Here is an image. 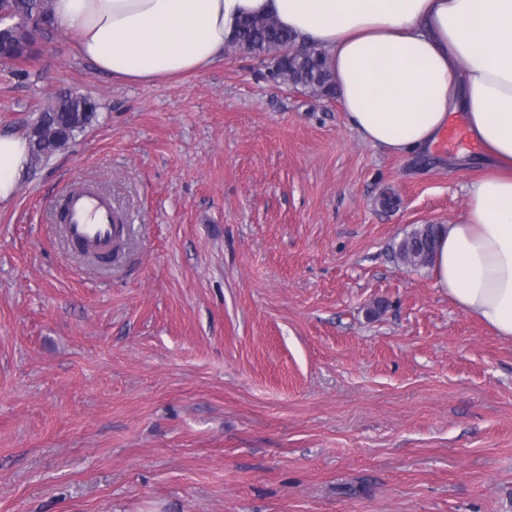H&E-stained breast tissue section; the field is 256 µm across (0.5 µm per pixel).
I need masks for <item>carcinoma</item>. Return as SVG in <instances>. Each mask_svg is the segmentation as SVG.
<instances>
[{
    "mask_svg": "<svg viewBox=\"0 0 512 512\" xmlns=\"http://www.w3.org/2000/svg\"><path fill=\"white\" fill-rule=\"evenodd\" d=\"M0 11L14 20L0 34V53L22 57L29 54L36 36L51 25L50 0H0ZM294 36L274 19L258 17L240 23L233 45L258 57L271 55L272 75L317 94H327L332 73L324 56L313 48L295 50ZM95 105L82 94L67 93L53 100L30 135V161L34 164L63 149L75 132L94 117ZM438 227L425 224L404 237L395 256L412 267L427 266L436 250Z\"/></svg>",
    "mask_w": 512,
    "mask_h": 512,
    "instance_id": "1",
    "label": "carcinoma"
}]
</instances>
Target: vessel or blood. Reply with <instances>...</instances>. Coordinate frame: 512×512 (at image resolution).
Returning a JSON list of instances; mask_svg holds the SVG:
<instances>
[{
  "mask_svg": "<svg viewBox=\"0 0 512 512\" xmlns=\"http://www.w3.org/2000/svg\"><path fill=\"white\" fill-rule=\"evenodd\" d=\"M62 220L74 247L102 253L111 250L116 232L112 200L97 188L73 184L63 198Z\"/></svg>",
  "mask_w": 512,
  "mask_h": 512,
  "instance_id": "b4317fda",
  "label": "vessel or blood"
}]
</instances>
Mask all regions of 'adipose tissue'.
I'll list each match as a JSON object with an SVG mask.
<instances>
[{
	"instance_id": "adipose-tissue-1",
	"label": "adipose tissue",
	"mask_w": 512,
	"mask_h": 512,
	"mask_svg": "<svg viewBox=\"0 0 512 512\" xmlns=\"http://www.w3.org/2000/svg\"><path fill=\"white\" fill-rule=\"evenodd\" d=\"M77 53L138 83L224 60L247 16L270 17L325 54L348 122L393 154L423 151L463 111L491 174L441 228L433 278L453 303L512 340V0H51ZM29 163L27 138L0 135V201Z\"/></svg>"
}]
</instances>
